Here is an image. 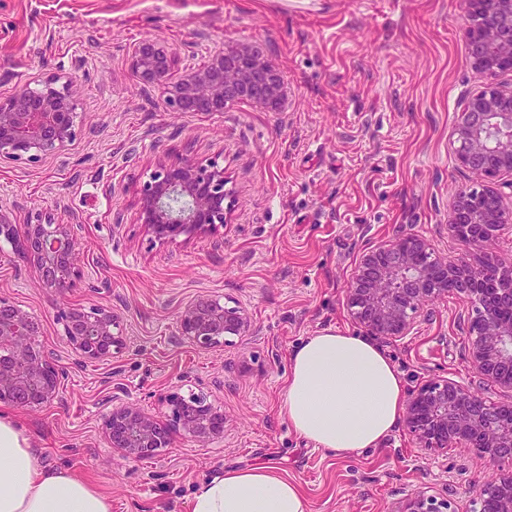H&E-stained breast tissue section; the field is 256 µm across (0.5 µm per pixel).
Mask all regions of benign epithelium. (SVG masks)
Listing matches in <instances>:
<instances>
[{"label":"benign epithelium","mask_w":512,"mask_h":512,"mask_svg":"<svg viewBox=\"0 0 512 512\" xmlns=\"http://www.w3.org/2000/svg\"><path fill=\"white\" fill-rule=\"evenodd\" d=\"M467 17L463 38L468 62L492 78L468 99L450 143L457 169L480 177L483 188L460 190L448 211V232L457 237L456 257L438 254L428 239L404 226L391 237L366 247L352 272L346 305L369 336L396 344L415 324L429 320L432 306L452 292L474 305L458 317L463 348L486 385L512 391V261L493 248L512 234V83L493 82L512 72V0H461ZM139 82L164 86L174 61L155 40L137 43L130 54ZM285 78L255 47L224 49L200 68H189L165 97L173 112H223L240 102L276 105ZM77 82L57 76L25 84L0 98V161L37 162L57 154L76 135ZM232 190L224 169L200 165L189 157L161 159L141 189L139 219L154 237L175 239L224 227L232 212ZM469 225L468 237L457 235ZM79 224H28L17 234L0 211V240L33 265L44 287L63 293L82 281L74 262ZM67 342L84 364L108 363L125 349L118 315L108 305H70L59 312ZM177 335L201 350L228 343L231 336L253 334L250 316L213 296H200L184 307ZM38 320L0 298V403L29 410L51 407L59 398L64 371L39 343ZM158 418L141 405L112 396L101 414L107 447L130 462L160 458L175 439L189 436L206 443L224 435V411L201 394L180 389L162 398ZM512 402L496 401L461 381L426 380L410 390L403 427L419 447L443 454L448 449L486 458L498 473L477 490L480 512H512ZM405 512H451L449 497L418 495Z\"/></svg>","instance_id":"benign-epithelium-1"}]
</instances>
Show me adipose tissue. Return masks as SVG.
I'll return each mask as SVG.
<instances>
[{"label":"adipose tissue","instance_id":"1","mask_svg":"<svg viewBox=\"0 0 512 512\" xmlns=\"http://www.w3.org/2000/svg\"><path fill=\"white\" fill-rule=\"evenodd\" d=\"M404 388L370 339L324 330L293 353L280 412L316 447L345 458L383 444L402 417ZM191 512H308L301 488L273 463L225 470L194 494ZM0 512H112L89 480L45 467L29 437L0 414Z\"/></svg>","mask_w":512,"mask_h":512}]
</instances>
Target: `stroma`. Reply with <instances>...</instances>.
<instances>
[{"label":"stroma","instance_id":"1","mask_svg":"<svg viewBox=\"0 0 512 512\" xmlns=\"http://www.w3.org/2000/svg\"><path fill=\"white\" fill-rule=\"evenodd\" d=\"M464 20L461 0H0V97L48 76L78 84L72 142L35 163L0 161V210L17 229L82 227V284L62 294L0 240V297L39 320L66 372L52 407L9 410L46 466L90 480L112 512H189L204 482L263 461L300 486L309 512H402L417 493L476 512V491L495 473L486 460L425 453L399 427L380 447L339 458L298 436L279 407L304 339L361 334L344 297L365 247L408 225L436 250L458 251L443 228L450 201L481 183L455 172L449 138L466 97L488 82L468 63ZM144 39L162 42L179 73L225 45L257 46L288 94L276 111H169L131 69ZM161 150L223 167L230 224L152 237L139 196ZM201 295L235 301L255 334L206 351L181 339L177 317ZM70 304L112 306L126 336L118 358L78 363L58 318ZM469 309L448 297L405 343L386 346L404 389L472 380L457 328ZM118 386L159 416L170 389L206 395L224 411V436L180 437L164 457L128 462L101 437L102 405Z\"/></svg>","mask_w":512,"mask_h":512}]
</instances>
